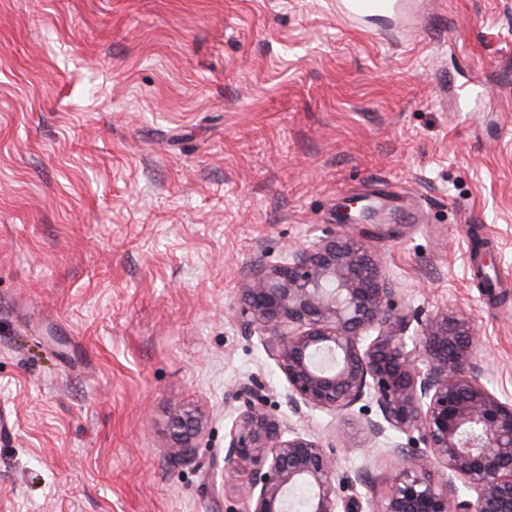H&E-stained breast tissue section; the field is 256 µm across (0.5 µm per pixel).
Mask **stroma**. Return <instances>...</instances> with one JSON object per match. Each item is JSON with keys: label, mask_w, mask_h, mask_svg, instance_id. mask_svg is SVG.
<instances>
[{"label": "stroma", "mask_w": 512, "mask_h": 512, "mask_svg": "<svg viewBox=\"0 0 512 512\" xmlns=\"http://www.w3.org/2000/svg\"><path fill=\"white\" fill-rule=\"evenodd\" d=\"M479 88L470 112L455 93ZM381 218L342 223L348 200ZM350 235L398 307L460 310L512 401V0H0V512H242L213 484L242 378L348 495L398 464L351 409L296 414L241 315L256 256ZM494 265L477 278L479 249ZM199 407L189 458L168 422ZM342 9L351 19H362L375 12H395L399 8L398 0H344Z\"/></svg>", "instance_id": "obj_1"}]
</instances>
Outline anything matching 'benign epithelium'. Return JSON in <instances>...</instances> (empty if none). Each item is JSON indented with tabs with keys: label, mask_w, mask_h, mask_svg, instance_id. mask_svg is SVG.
<instances>
[{
	"label": "benign epithelium",
	"mask_w": 512,
	"mask_h": 512,
	"mask_svg": "<svg viewBox=\"0 0 512 512\" xmlns=\"http://www.w3.org/2000/svg\"><path fill=\"white\" fill-rule=\"evenodd\" d=\"M393 295L378 252L334 236L290 249L278 265L254 260L242 315L270 336L294 412L346 416L368 399L378 419L361 427L371 440L389 429L420 433V455L387 444L402 465L379 512H512V403L481 381L475 321L451 310L423 323ZM232 393L238 407L221 476L247 466L243 512H297L299 488L303 512H363L342 495L351 478L335 453L269 411L255 379L238 380ZM169 428L171 447L186 457L204 415L180 407Z\"/></svg>",
	"instance_id": "1"
}]
</instances>
